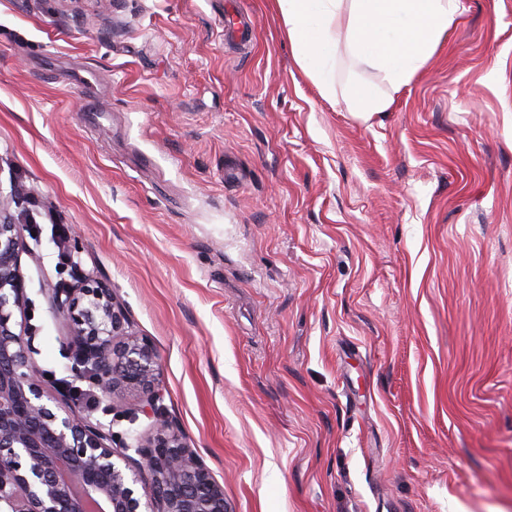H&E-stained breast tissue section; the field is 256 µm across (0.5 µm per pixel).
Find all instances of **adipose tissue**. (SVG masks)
Returning a JSON list of instances; mask_svg holds the SVG:
<instances>
[{"label": "adipose tissue", "instance_id": "ef3b65f1", "mask_svg": "<svg viewBox=\"0 0 512 512\" xmlns=\"http://www.w3.org/2000/svg\"><path fill=\"white\" fill-rule=\"evenodd\" d=\"M460 0H276L292 53L324 97L334 93L339 53L377 73L381 84L342 90L351 114L368 122L388 111L453 25Z\"/></svg>", "mask_w": 512, "mask_h": 512}]
</instances>
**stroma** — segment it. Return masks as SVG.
Segmentation results:
<instances>
[{
  "mask_svg": "<svg viewBox=\"0 0 512 512\" xmlns=\"http://www.w3.org/2000/svg\"><path fill=\"white\" fill-rule=\"evenodd\" d=\"M16 185L46 389L93 388L46 295L77 265L229 512H512V0H461L369 124L274 0H0ZM137 408L83 406L126 441Z\"/></svg>",
  "mask_w": 512,
  "mask_h": 512,
  "instance_id": "35a3bbf8",
  "label": "stroma"
}]
</instances>
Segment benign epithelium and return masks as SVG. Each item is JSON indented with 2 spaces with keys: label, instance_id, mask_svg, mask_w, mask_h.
Returning <instances> with one entry per match:
<instances>
[{
  "label": "benign epithelium",
  "instance_id": "1",
  "mask_svg": "<svg viewBox=\"0 0 512 512\" xmlns=\"http://www.w3.org/2000/svg\"><path fill=\"white\" fill-rule=\"evenodd\" d=\"M24 225L0 198V507L5 512H227L224 487L160 412L159 359L150 341L129 332L112 290L76 284L48 289L53 314L66 328L71 372L89 378L102 399L136 392L153 433L134 448H112L113 434L81 415L71 391L43 386L32 337L15 331L13 310L28 303L18 253ZM149 475L137 488L128 475Z\"/></svg>",
  "mask_w": 512,
  "mask_h": 512
}]
</instances>
